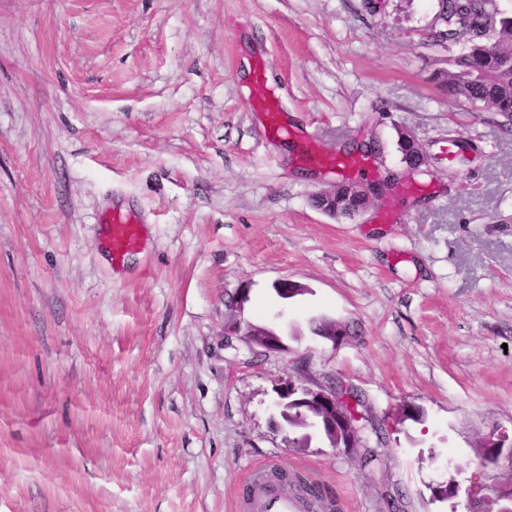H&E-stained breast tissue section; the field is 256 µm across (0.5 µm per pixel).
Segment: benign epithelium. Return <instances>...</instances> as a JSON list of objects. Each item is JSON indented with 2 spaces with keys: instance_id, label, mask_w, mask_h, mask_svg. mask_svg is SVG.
I'll return each instance as SVG.
<instances>
[{
  "instance_id": "obj_1",
  "label": "benign epithelium",
  "mask_w": 512,
  "mask_h": 512,
  "mask_svg": "<svg viewBox=\"0 0 512 512\" xmlns=\"http://www.w3.org/2000/svg\"><path fill=\"white\" fill-rule=\"evenodd\" d=\"M411 150L403 153L407 166L415 171L427 166V154L414 138H409ZM339 197L353 198L367 208L375 198L373 189L368 185L343 183L333 190L316 197L320 209L331 216H336V199ZM235 336L247 343L252 349L263 353H281L288 351L283 337L273 329L259 326L251 322L229 319L224 325V337ZM277 407L283 420L310 423L317 427L325 438H336L341 434L339 443H331V447L339 446L351 450L359 447L361 413L351 414L348 408L357 402L358 388L340 378L332 377L322 383L313 381L308 373L295 368L293 375L277 385ZM484 456L500 461L512 458V434L500 425L492 428L489 436L483 439Z\"/></svg>"
}]
</instances>
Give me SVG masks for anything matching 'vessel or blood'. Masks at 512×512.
Returning <instances> with one entry per match:
<instances>
[{
	"instance_id": "obj_1",
	"label": "vessel or blood",
	"mask_w": 512,
	"mask_h": 512,
	"mask_svg": "<svg viewBox=\"0 0 512 512\" xmlns=\"http://www.w3.org/2000/svg\"><path fill=\"white\" fill-rule=\"evenodd\" d=\"M106 223V246L113 261H121L140 244L138 220L126 210L115 209ZM281 470V465L274 461L250 468L235 494L236 512H309L310 501L281 484Z\"/></svg>"
}]
</instances>
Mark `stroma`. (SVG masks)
<instances>
[{
  "label": "stroma",
  "mask_w": 512,
  "mask_h": 512,
  "mask_svg": "<svg viewBox=\"0 0 512 512\" xmlns=\"http://www.w3.org/2000/svg\"><path fill=\"white\" fill-rule=\"evenodd\" d=\"M438 11L0 0V512H233L267 460L336 512H449L433 488L450 459L493 485L471 445L512 425V128L449 89L461 47L433 40ZM262 94L291 137H267ZM452 136L476 146L453 169ZM350 140L379 144L372 178L418 192L316 209L350 176L324 163ZM115 207L143 238L119 266ZM284 278L303 294L278 297ZM243 287V317L287 352L225 340ZM302 361L364 393L375 462L282 420L273 389Z\"/></svg>",
  "instance_id": "1"
}]
</instances>
